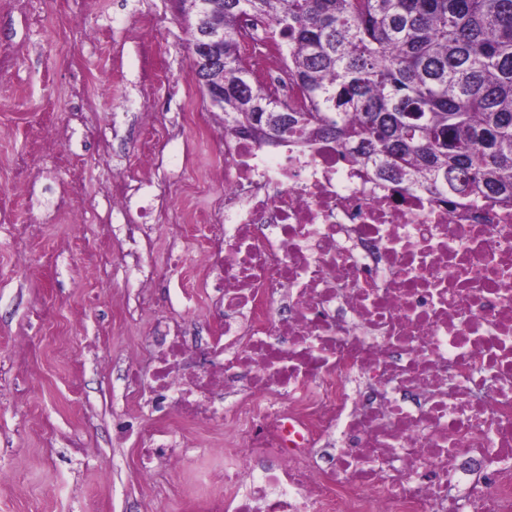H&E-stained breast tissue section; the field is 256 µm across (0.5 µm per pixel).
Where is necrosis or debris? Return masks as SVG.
Here are the masks:
<instances>
[{
    "label": "necrosis or debris",
    "instance_id": "4bbe7bcc",
    "mask_svg": "<svg viewBox=\"0 0 512 512\" xmlns=\"http://www.w3.org/2000/svg\"><path fill=\"white\" fill-rule=\"evenodd\" d=\"M243 48L302 107L269 22ZM164 149L113 184L114 211ZM213 328L165 329L158 413L223 418L224 494L205 512H512V206L381 177L351 146L224 135L203 230L177 236Z\"/></svg>",
    "mask_w": 512,
    "mask_h": 512
}]
</instances>
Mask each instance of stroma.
Wrapping results in <instances>:
<instances>
[{"label": "stroma", "instance_id": "obj_1", "mask_svg": "<svg viewBox=\"0 0 512 512\" xmlns=\"http://www.w3.org/2000/svg\"><path fill=\"white\" fill-rule=\"evenodd\" d=\"M189 54L178 0H43L36 16L0 0V512H197L187 476L223 463V428L152 416L125 370L149 368L157 321L208 307L167 254L181 171L211 175V193L224 171V126ZM186 99L197 124L166 139L167 167L152 174L167 219L150 229L142 295L105 195ZM129 421L182 427L178 465L158 460L144 480L143 440L117 434Z\"/></svg>", "mask_w": 512, "mask_h": 512}]
</instances>
